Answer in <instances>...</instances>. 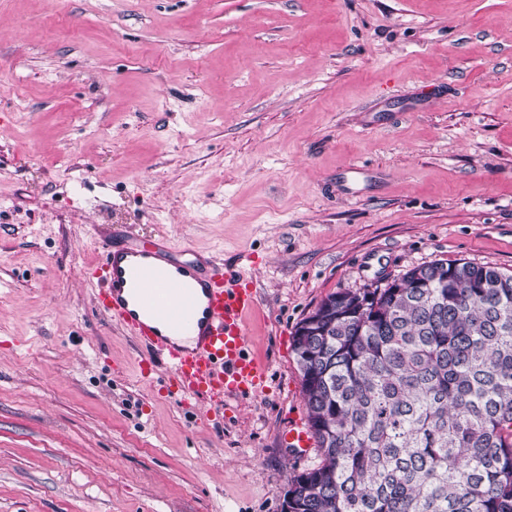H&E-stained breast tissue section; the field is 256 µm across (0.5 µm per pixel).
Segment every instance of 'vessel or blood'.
<instances>
[{
    "mask_svg": "<svg viewBox=\"0 0 512 512\" xmlns=\"http://www.w3.org/2000/svg\"><path fill=\"white\" fill-rule=\"evenodd\" d=\"M91 277L98 310L143 348L145 376L165 370L168 396L221 407L264 390L268 366L247 350L258 292L238 264L116 228L104 234Z\"/></svg>",
    "mask_w": 512,
    "mask_h": 512,
    "instance_id": "obj_1",
    "label": "vessel or blood"
}]
</instances>
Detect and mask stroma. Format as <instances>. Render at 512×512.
I'll use <instances>...</instances> for the list:
<instances>
[{"label":"stroma","instance_id":"1","mask_svg":"<svg viewBox=\"0 0 512 512\" xmlns=\"http://www.w3.org/2000/svg\"><path fill=\"white\" fill-rule=\"evenodd\" d=\"M121 227L255 256L222 422L97 312ZM434 260L512 272V0H0V512H281L297 325Z\"/></svg>","mask_w":512,"mask_h":512}]
</instances>
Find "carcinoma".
Masks as SVG:
<instances>
[{
	"mask_svg": "<svg viewBox=\"0 0 512 512\" xmlns=\"http://www.w3.org/2000/svg\"><path fill=\"white\" fill-rule=\"evenodd\" d=\"M293 352L321 462L288 512H512V273L437 260L334 292Z\"/></svg>",
	"mask_w": 512,
	"mask_h": 512,
	"instance_id": "obj_1",
	"label": "carcinoma"
}]
</instances>
